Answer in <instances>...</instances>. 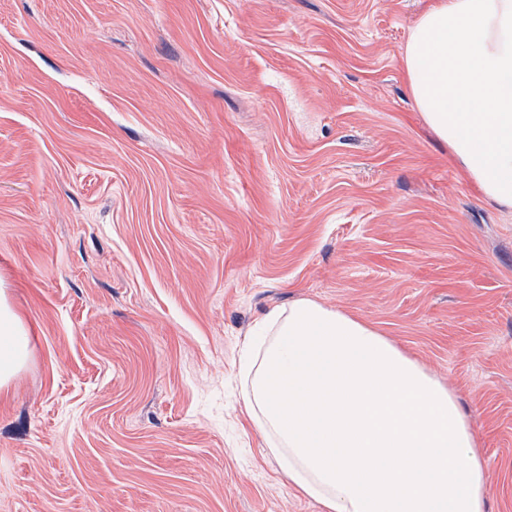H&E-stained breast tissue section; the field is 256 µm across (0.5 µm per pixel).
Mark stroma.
Masks as SVG:
<instances>
[{"label": "stroma", "instance_id": "stroma-1", "mask_svg": "<svg viewBox=\"0 0 512 512\" xmlns=\"http://www.w3.org/2000/svg\"><path fill=\"white\" fill-rule=\"evenodd\" d=\"M429 0H0V512H324L236 379L310 299L454 390L512 512V209L416 112ZM0 391H7L31 354L30 329L0 287Z\"/></svg>", "mask_w": 512, "mask_h": 512}]
</instances>
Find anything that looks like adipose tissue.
I'll return each instance as SVG.
<instances>
[{
  "label": "adipose tissue",
  "mask_w": 512,
  "mask_h": 512,
  "mask_svg": "<svg viewBox=\"0 0 512 512\" xmlns=\"http://www.w3.org/2000/svg\"><path fill=\"white\" fill-rule=\"evenodd\" d=\"M424 124L482 195L512 209V0H433L404 50ZM240 355L243 406L325 512H487L485 451L455 392L357 317L301 299ZM31 354L0 289V391Z\"/></svg>",
  "instance_id": "obj_1"
}]
</instances>
